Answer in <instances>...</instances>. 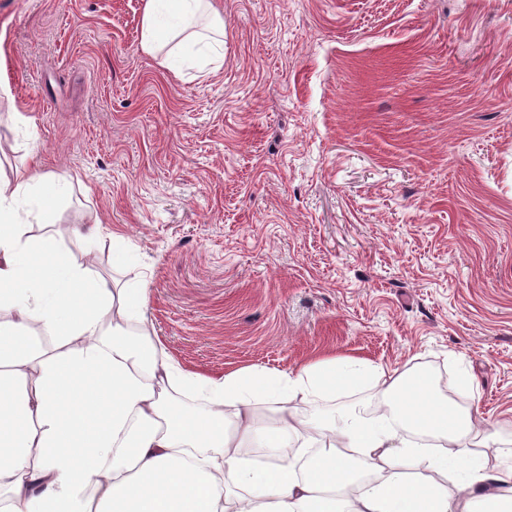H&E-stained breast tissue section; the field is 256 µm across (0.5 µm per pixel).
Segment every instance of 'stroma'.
<instances>
[{"instance_id": "35a3bbf8", "label": "stroma", "mask_w": 512, "mask_h": 512, "mask_svg": "<svg viewBox=\"0 0 512 512\" xmlns=\"http://www.w3.org/2000/svg\"><path fill=\"white\" fill-rule=\"evenodd\" d=\"M224 63L144 0H0V178L37 153L77 262L148 279L185 369L419 368L512 453V0H212ZM162 8L175 14L177 23L160 27ZM199 46L209 64L224 62V17L212 7L211 0H146L141 21V49L160 58V64L180 54L185 46Z\"/></svg>"}]
</instances>
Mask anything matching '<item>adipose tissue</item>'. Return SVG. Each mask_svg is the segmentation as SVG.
<instances>
[{"instance_id": "ef3b65f1", "label": "adipose tissue", "mask_w": 512, "mask_h": 512, "mask_svg": "<svg viewBox=\"0 0 512 512\" xmlns=\"http://www.w3.org/2000/svg\"><path fill=\"white\" fill-rule=\"evenodd\" d=\"M190 44L223 63L211 0H146L142 51L165 62ZM58 192L34 160L0 179V512H512V463L475 452L496 432L426 371L355 357L221 378L182 368L154 337L146 282L74 260L98 217L29 236L26 208L48 212ZM358 389L374 411L340 403ZM296 399L336 408L298 417Z\"/></svg>"}]
</instances>
